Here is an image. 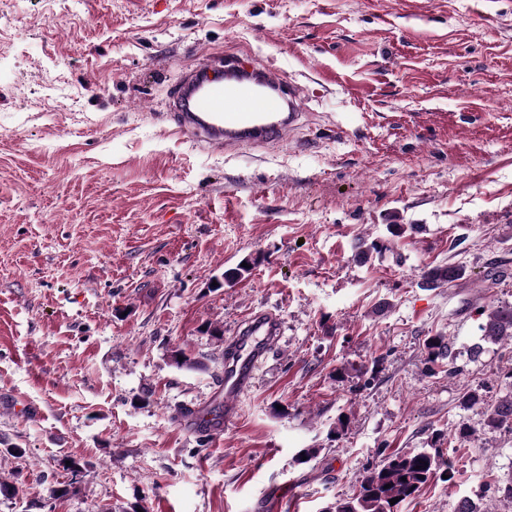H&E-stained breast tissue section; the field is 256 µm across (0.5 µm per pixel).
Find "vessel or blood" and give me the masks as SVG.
Here are the masks:
<instances>
[{"label": "vessel or blood", "instance_id": "1", "mask_svg": "<svg viewBox=\"0 0 512 512\" xmlns=\"http://www.w3.org/2000/svg\"><path fill=\"white\" fill-rule=\"evenodd\" d=\"M210 62L189 71L178 85L169 121L185 140L227 152L250 145L278 144L300 118L298 91L285 87L275 67L256 63L244 70L224 62V76L208 79ZM283 334L275 313L252 314L234 332L224 360V415L232 417L237 401L253 384Z\"/></svg>", "mask_w": 512, "mask_h": 512}]
</instances>
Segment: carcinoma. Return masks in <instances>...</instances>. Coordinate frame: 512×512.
Listing matches in <instances>:
<instances>
[{
    "label": "carcinoma",
    "mask_w": 512,
    "mask_h": 512,
    "mask_svg": "<svg viewBox=\"0 0 512 512\" xmlns=\"http://www.w3.org/2000/svg\"><path fill=\"white\" fill-rule=\"evenodd\" d=\"M460 275L455 266L434 267L424 274L427 287L434 288L441 283H451ZM483 316L479 329L487 341L498 343L512 340V306H498L480 311ZM429 364H446L450 360V347L445 336H432L427 342ZM486 426L491 430L507 428L512 431V396L499 400L487 409ZM72 478L62 487L49 491L44 502L48 512H55L56 501L80 491L77 476L81 472L80 463L70 460L67 467ZM452 475V466L441 448V436H435L431 446L417 452H397L385 457L384 461L366 469L358 493L348 499L336 502L327 512H395L390 504L393 498L402 502L415 496L432 480L437 471Z\"/></svg>",
    "instance_id": "carcinoma-1"
}]
</instances>
